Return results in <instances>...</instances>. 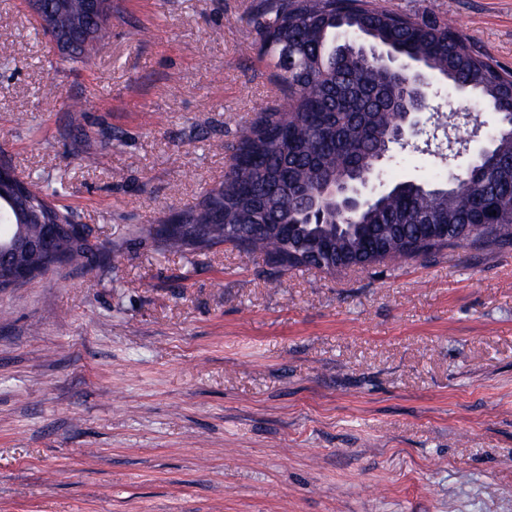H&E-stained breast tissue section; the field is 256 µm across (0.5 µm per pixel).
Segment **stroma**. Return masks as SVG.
Listing matches in <instances>:
<instances>
[{"label":"stroma","mask_w":512,"mask_h":512,"mask_svg":"<svg viewBox=\"0 0 512 512\" xmlns=\"http://www.w3.org/2000/svg\"><path fill=\"white\" fill-rule=\"evenodd\" d=\"M257 3L112 0L69 65L0 0V152L109 255L0 291V512H512V246L274 287L263 256L141 234L282 101ZM376 3L512 69V0ZM435 164L399 151L382 178Z\"/></svg>","instance_id":"35a3bbf8"}]
</instances>
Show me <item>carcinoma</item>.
Returning a JSON list of instances; mask_svg holds the SVG:
<instances>
[{
  "instance_id": "carcinoma-1",
  "label": "carcinoma",
  "mask_w": 512,
  "mask_h": 512,
  "mask_svg": "<svg viewBox=\"0 0 512 512\" xmlns=\"http://www.w3.org/2000/svg\"><path fill=\"white\" fill-rule=\"evenodd\" d=\"M262 33L259 53L283 86L288 107L274 104L240 138L224 180L197 205L142 228L170 252L184 255L241 237L245 224H287L288 235L248 238L246 253H262L270 276L306 266L315 243L333 262L368 265L459 247L457 227L470 244L487 250L512 245V137L499 136L484 160L460 173L455 191L433 194L400 181L363 208L348 232L310 223L304 212L324 185L349 171L370 175L388 129L403 111V79L355 43L381 46L402 60L462 89L480 111L499 121L512 107L501 98L512 71L475 52L445 22L380 9L374 0H262L254 18ZM17 193L42 208L45 220L71 224L55 204L58 190L30 176ZM35 236L38 225L19 223L0 202V225ZM77 243L69 263L103 262Z\"/></svg>"
}]
</instances>
